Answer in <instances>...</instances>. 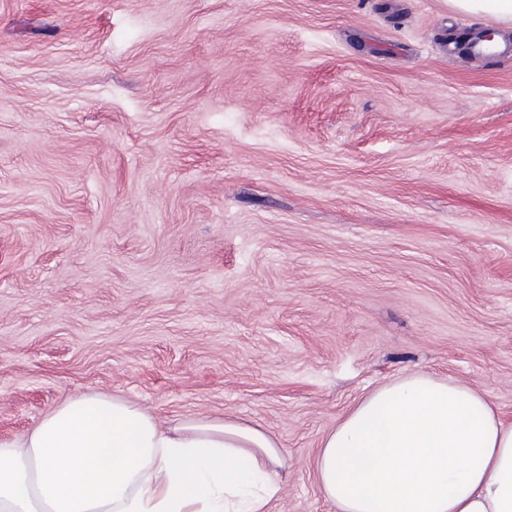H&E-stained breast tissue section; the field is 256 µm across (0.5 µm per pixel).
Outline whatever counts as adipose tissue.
Listing matches in <instances>:
<instances>
[{
  "mask_svg": "<svg viewBox=\"0 0 512 512\" xmlns=\"http://www.w3.org/2000/svg\"><path fill=\"white\" fill-rule=\"evenodd\" d=\"M281 465L245 421L171 425L88 393L0 440V512H269ZM314 473L336 512H512V420L467 384L415 373L330 430Z\"/></svg>",
  "mask_w": 512,
  "mask_h": 512,
  "instance_id": "adipose-tissue-1",
  "label": "adipose tissue"
}]
</instances>
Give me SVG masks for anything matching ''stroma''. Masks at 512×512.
Segmentation results:
<instances>
[{
	"label": "stroma",
	"mask_w": 512,
	"mask_h": 512,
	"mask_svg": "<svg viewBox=\"0 0 512 512\" xmlns=\"http://www.w3.org/2000/svg\"><path fill=\"white\" fill-rule=\"evenodd\" d=\"M512 25L448 0H0V439L104 392L322 437L424 372L512 418Z\"/></svg>",
	"instance_id": "stroma-1"
}]
</instances>
